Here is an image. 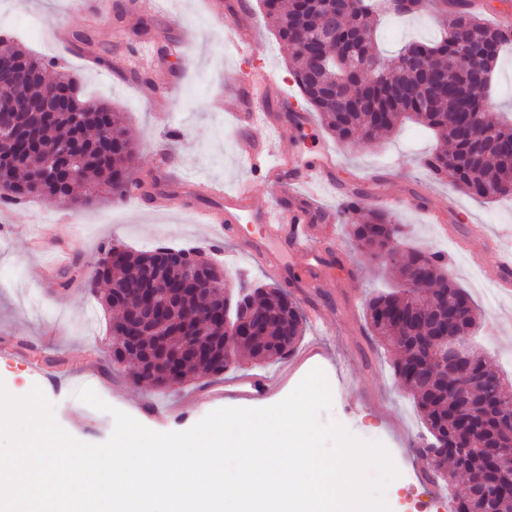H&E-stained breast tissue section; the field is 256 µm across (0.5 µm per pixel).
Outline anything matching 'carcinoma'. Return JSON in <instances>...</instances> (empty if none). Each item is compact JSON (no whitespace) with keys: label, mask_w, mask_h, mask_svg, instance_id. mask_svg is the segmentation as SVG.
I'll return each mask as SVG.
<instances>
[{"label":"carcinoma","mask_w":512,"mask_h":512,"mask_svg":"<svg viewBox=\"0 0 512 512\" xmlns=\"http://www.w3.org/2000/svg\"><path fill=\"white\" fill-rule=\"evenodd\" d=\"M327 0H263L264 19L292 52L293 76L304 102L318 112L323 125L340 143L369 144L407 121L432 130L437 147L424 161L436 179L448 178L467 195L491 202L512 197V122L479 117V132L462 136L464 105H472L489 93L491 75L501 55L512 50V26L482 18L481 0H441L440 37L405 43L394 57L384 60L375 48V0L344 4L340 20L329 30L324 20ZM17 57L20 74L13 93L16 121L26 128L32 143L50 142L58 149L60 172L43 175L47 157H28L18 167L0 164V204L15 206L39 198L68 208H84L92 199L79 194L81 184L95 178L103 182L115 200L126 196L134 169L135 152L124 128V115L105 103L98 111L28 112V103L53 90L68 93L72 78L44 77L54 60L40 58L20 44L0 49V55ZM375 63L389 75L376 81L363 79ZM79 154L82 165L72 167L69 157ZM342 222L350 225L356 245L390 262L399 274L400 287L373 295L366 317L374 336L388 351L399 353L394 362L397 380L410 392L419 409L430 441L414 445L433 483L454 484L455 473L467 478L454 493L452 512H512V479L497 467V449L512 442V424L499 419L500 409L512 405L508 386L484 353L471 351V377L486 380L498 390L491 399L477 394H455L444 387L445 373L429 363L434 338V309L452 304L458 308L456 334L471 335L480 322L473 300L453 277L438 252L409 249L397 258L389 253L400 240V225L380 210L362 205L353 192L341 202ZM116 243L107 242L97 258L84 262L78 256L60 273V286L77 281L91 288L108 285L104 303L121 312L112 322V333L126 326L139 307L147 278L178 279L182 288L168 289V323L144 329L136 346L116 354L117 361H132L134 382L170 389L195 374L218 375L236 361H224V331L212 316L232 304L245 302L239 317L260 321L256 335L238 348L260 362L288 358L304 331V317L290 287L283 285L239 289L228 297L212 288L200 274L188 276L183 266H147L143 253L123 249L122 259L112 263ZM419 277L417 291L407 288L405 277Z\"/></svg>","instance_id":"carcinoma-1"}]
</instances>
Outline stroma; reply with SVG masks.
I'll list each match as a JSON object with an SVG mask.
<instances>
[{"label": "stroma", "instance_id": "1", "mask_svg": "<svg viewBox=\"0 0 512 512\" xmlns=\"http://www.w3.org/2000/svg\"><path fill=\"white\" fill-rule=\"evenodd\" d=\"M99 2L85 0L73 10L68 0H0V36L57 59L77 78L85 96L123 112L137 148L134 178L154 174L155 150L161 147L183 182L175 188L172 207L136 194L116 201L95 181L85 182L79 192L93 204L72 211L68 224L57 223L58 205L45 200L0 209V382L20 394L40 387L64 430L80 441L100 444L111 435L114 422L78 398L82 388H98L105 402L151 430L184 431L224 407L219 392L225 380L278 375L286 395L318 367L333 395L321 420L339 422L361 439L382 441L390 451L401 473L387 491L392 512L423 507L448 512V488L417 473L420 461L412 445L424 430L423 421L393 375V355L377 344L366 325V299L389 288L396 271L361 251L347 225L337 224L330 237L319 224L311 226L317 245L332 250L342 264L325 273L322 319L306 321L298 343L302 350L320 344L323 352L297 367L286 359L270 364L246 360L223 374L199 375L166 391L138 384L133 366L114 363L108 353L113 315L103 309L98 294L81 285L58 288L50 267L57 249L88 260L106 241L134 251L163 242L205 250L215 245L225 290L269 283L270 275L233 237L198 223L197 210L211 201L195 193L191 181L208 178L229 190L247 182L254 196L279 201V194L241 160L242 131L215 102L239 73L255 69L267 73L273 92L300 98L289 69L290 50L265 24L260 0H246V9L232 8L220 17L212 14L210 0H111L103 22L96 19ZM59 23L95 35L108 64L60 52L52 39V27ZM249 23L255 39L250 53L241 55L227 44L229 28ZM438 35L437 15L428 8L400 22L385 20L376 47L389 56L407 40ZM180 40L186 43L182 55L166 56V45ZM143 80L163 92L166 122H159L154 103L141 93ZM436 145L431 133L414 124L371 145H345L319 122L283 142L285 150L299 149L308 156L325 147L334 153V177L319 193V207L337 210L354 188L368 196L414 199V206H392L389 214L403 224L411 246L446 256L449 269L481 311L477 342L511 384L512 292L495 288L490 272L498 252L512 248V201L483 202L459 192L450 180L433 179L424 160ZM32 355L42 360V374L31 372L27 359Z\"/></svg>", "mask_w": 512, "mask_h": 512}]
</instances>
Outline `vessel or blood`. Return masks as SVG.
Returning <instances> with one entry per match:
<instances>
[{
    "label": "vessel or blood",
    "mask_w": 512,
    "mask_h": 512,
    "mask_svg": "<svg viewBox=\"0 0 512 512\" xmlns=\"http://www.w3.org/2000/svg\"><path fill=\"white\" fill-rule=\"evenodd\" d=\"M269 86L266 76L259 75L237 80L234 87L224 97V109L230 112L239 124L258 127L271 124L272 116L268 109ZM307 114H296L291 126H277L274 138L254 140L248 137L238 142L240 155L252 166L263 169L264 179L277 192H288L293 186H304L307 199H315L316 191L324 185L333 167L331 153H322L317 158H306L301 154L283 151L280 140L287 136L289 129H302L309 126ZM196 187L208 192L215 199L213 207L203 209L201 215L208 224L223 225L234 230L254 227L256 233L247 249L265 261L273 273H281L277 259L270 256V246H283L290 260L310 270L311 275L304 283L305 294L309 299L308 314L312 319H320L321 309L315 298L322 288L320 269L324 260L316 250L307 233L310 212L303 206L283 208L270 202L252 201L250 188L240 187L225 190L222 184L207 179H199ZM281 388L277 378L238 377L224 384V396L228 399L248 401L256 398H269Z\"/></svg>",
    "instance_id": "1"
}]
</instances>
